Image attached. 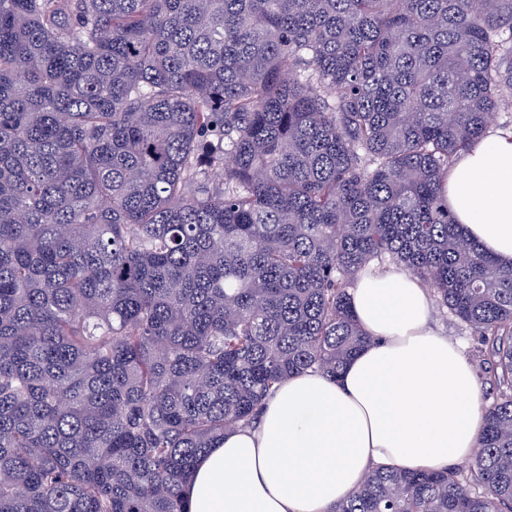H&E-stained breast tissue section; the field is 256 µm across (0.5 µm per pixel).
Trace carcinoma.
<instances>
[{
	"mask_svg": "<svg viewBox=\"0 0 512 512\" xmlns=\"http://www.w3.org/2000/svg\"><path fill=\"white\" fill-rule=\"evenodd\" d=\"M512 109V0H0V512H188L207 449L369 342L395 265L481 338L467 467L330 512H512V267L448 171Z\"/></svg>",
	"mask_w": 512,
	"mask_h": 512,
	"instance_id": "carcinoma-1",
	"label": "carcinoma"
}]
</instances>
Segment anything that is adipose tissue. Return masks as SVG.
Masks as SVG:
<instances>
[{
  "label": "adipose tissue",
  "mask_w": 512,
  "mask_h": 512,
  "mask_svg": "<svg viewBox=\"0 0 512 512\" xmlns=\"http://www.w3.org/2000/svg\"><path fill=\"white\" fill-rule=\"evenodd\" d=\"M462 234L512 266V134H488L448 175ZM351 310L370 337L338 379L307 372L267 400L258 428L226 434L190 479L189 512H328L374 467L439 470L472 456L483 427L463 350L434 333L420 281L364 273Z\"/></svg>",
  "instance_id": "ef3b65f1"
}]
</instances>
